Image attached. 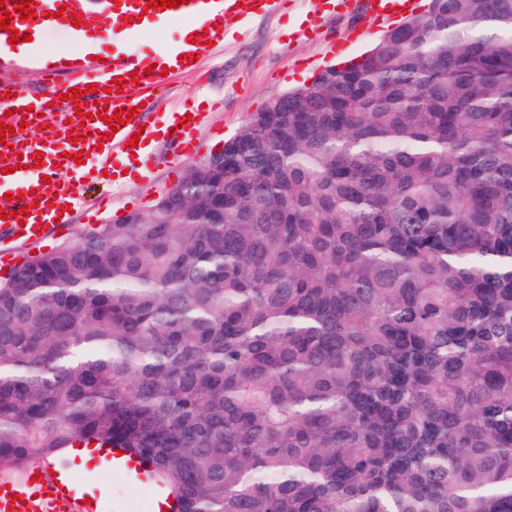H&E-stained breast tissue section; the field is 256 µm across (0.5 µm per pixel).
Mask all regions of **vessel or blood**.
<instances>
[{
  "label": "vessel or blood",
  "mask_w": 512,
  "mask_h": 512,
  "mask_svg": "<svg viewBox=\"0 0 512 512\" xmlns=\"http://www.w3.org/2000/svg\"><path fill=\"white\" fill-rule=\"evenodd\" d=\"M86 0H38L35 18L27 21L13 19L9 29L0 30V45H8L12 31L27 32L39 27L62 26L73 32L71 15L81 16L89 31L103 27V19L95 17L85 8ZM147 0H120L112 10L130 17L129 31L141 32L159 22L204 20L208 28V41L220 43L225 30L251 17L268 11L272 0H184L173 8L150 9ZM413 0H366L369 16L396 19L409 12ZM207 43L167 46L145 61L134 55L112 53L105 61L88 57L78 58L62 54L37 52L31 59L40 69L47 88L43 97L26 92L8 96L6 87H0V106L12 108L10 116L1 119L4 124L17 126L18 131L10 143L14 156L0 161V192L12 191L15 199L9 208L11 218L0 219V270L13 265L18 255L13 243L34 244L43 237L67 230L68 216L58 213L59 206L74 204L79 191L91 172H104L118 156L130 155V140H137L139 148L153 151L156 147L172 144V164L194 156L197 132L203 121L202 111L182 108L158 125L146 124L143 116L111 132L108 124L92 120L78 124L77 112H96L98 105L109 109L135 108L146 102L150 91L167 86L168 70L179 73L193 72L194 67L185 61L188 53L204 55ZM120 81L121 90H113V81ZM85 89L86 94L78 103H71L67 96L72 88ZM78 136V143L68 142V135ZM81 154V161H74V154ZM39 166L42 181L28 180V169ZM28 208L26 220H18L15 213ZM109 468L120 478L146 481L144 469L132 459L118 454L116 449L104 448L99 452ZM82 476L71 465L59 464L41 467L39 476L24 474L19 478L0 477V512H100L99 505L85 501Z\"/></svg>",
  "instance_id": "obj_1"
}]
</instances>
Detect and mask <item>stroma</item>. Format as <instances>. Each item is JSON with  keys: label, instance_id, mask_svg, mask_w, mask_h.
I'll return each mask as SVG.
<instances>
[{"label": "stroma", "instance_id": "stroma-1", "mask_svg": "<svg viewBox=\"0 0 512 512\" xmlns=\"http://www.w3.org/2000/svg\"><path fill=\"white\" fill-rule=\"evenodd\" d=\"M365 0H349L346 14L320 7L318 0H281L270 14L249 23L237 33L224 36L223 45L214 48L199 64L198 74H179L170 85L153 96V109L147 121L159 120L164 113L181 106H195L207 114L198 131L199 159L222 149L225 141L238 133L248 116L263 108L274 96L303 86L308 78L339 59L356 58L369 50L386 32V25L372 27L358 39H347L349 28L364 13ZM315 18L316 28L309 36H299L302 22ZM128 177L93 183L83 204L73 206L71 219L82 227L86 209L101 197L112 203L100 215L101 222L116 212L132 209L149 213L153 198L174 184L165 160L151 169H140L135 161L125 164ZM92 490L106 494L115 504L134 505L150 512L149 488L123 482L105 471L91 476Z\"/></svg>", "mask_w": 512, "mask_h": 512}]
</instances>
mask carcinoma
I'll return each mask as SVG.
<instances>
[{
    "label": "carcinoma",
    "mask_w": 512,
    "mask_h": 512,
    "mask_svg": "<svg viewBox=\"0 0 512 512\" xmlns=\"http://www.w3.org/2000/svg\"><path fill=\"white\" fill-rule=\"evenodd\" d=\"M136 224L0 280V473L177 512H512V0H430ZM118 452H123L119 449L103 448L95 450L93 453L99 455L108 464L117 476L122 479L133 482H146L150 479L146 476L144 468H142L134 459L126 457V453L118 455ZM86 472L91 476L90 489L106 494L117 506L132 504L142 509L139 511H152L149 488L125 483L100 468L96 473Z\"/></svg>",
    "instance_id": "1"
}]
</instances>
